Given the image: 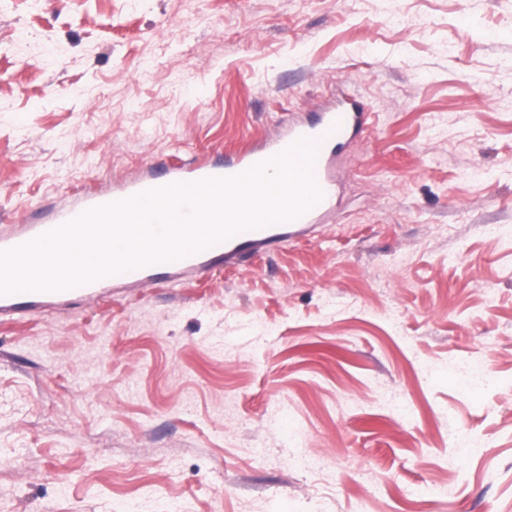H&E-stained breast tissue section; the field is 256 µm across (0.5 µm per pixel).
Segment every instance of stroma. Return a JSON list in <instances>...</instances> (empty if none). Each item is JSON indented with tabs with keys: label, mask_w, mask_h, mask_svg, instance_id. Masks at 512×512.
<instances>
[{
	"label": "stroma",
	"mask_w": 512,
	"mask_h": 512,
	"mask_svg": "<svg viewBox=\"0 0 512 512\" xmlns=\"http://www.w3.org/2000/svg\"><path fill=\"white\" fill-rule=\"evenodd\" d=\"M339 93L324 224L0 316V512H512V0H0V225Z\"/></svg>",
	"instance_id": "obj_1"
}]
</instances>
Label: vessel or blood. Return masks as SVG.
I'll return each instance as SVG.
<instances>
[{
    "instance_id": "obj_1",
    "label": "vessel or blood",
    "mask_w": 512,
    "mask_h": 512,
    "mask_svg": "<svg viewBox=\"0 0 512 512\" xmlns=\"http://www.w3.org/2000/svg\"><path fill=\"white\" fill-rule=\"evenodd\" d=\"M373 117V112L362 101L341 95L314 111L289 113L279 120L275 133L260 145L225 157L224 161L194 160L178 165L160 164L136 178L113 184L111 189L89 191L72 205L49 209L42 218L0 226V252H7L60 229L90 210L176 184L233 178L301 143L316 148L310 173L321 196L298 216L256 229L238 231L203 250L175 260L129 268L64 289L23 290L0 295V315L35 310L59 299L91 301L102 296L106 288L115 285L155 288L170 282L175 273L203 275L225 257L242 258L254 249L286 242L292 234L321 223L324 217L335 212L340 184V157L348 146L361 138Z\"/></svg>"
}]
</instances>
